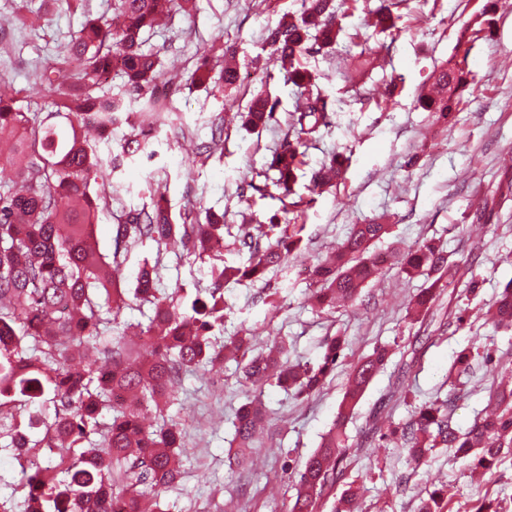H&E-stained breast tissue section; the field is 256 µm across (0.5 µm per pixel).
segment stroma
Masks as SVG:
<instances>
[{
	"instance_id": "35a3bbf8",
	"label": "stroma",
	"mask_w": 512,
	"mask_h": 512,
	"mask_svg": "<svg viewBox=\"0 0 512 512\" xmlns=\"http://www.w3.org/2000/svg\"><path fill=\"white\" fill-rule=\"evenodd\" d=\"M302 3L196 0L191 16H176L169 30L149 37L147 48L158 51L173 82L168 101L173 119L192 134L178 140L171 128L158 129L155 157L125 162L116 173L120 187L95 219L103 252L113 249V214L149 206L158 191L173 213L194 208L222 214L228 231L221 258L234 266L246 262L237 242L241 227L268 223L282 204L241 185L267 169L296 100L295 88L283 83L280 64L267 58L265 32L285 13L300 12ZM379 3L360 0L358 11L339 18L346 37L307 59L308 68L323 75L319 86L334 115L331 127L308 145L294 186V212L304 226L300 252L284 255L265 280L224 287V333L252 329L253 353L281 337L288 342L290 362L313 364L324 341L340 335L347 339L343 355L323 389L308 397H295L273 381L254 389L231 363L186 374L170 409L188 442L184 477L162 495L170 512H269L273 499L293 498L297 471L332 427L351 371L378 347L390 351V360L347 422L344 475L326 491L320 512H334L352 486L359 490L358 512H416L420 500L444 484L451 495L441 501L440 512H473L483 500L495 512H512V448L503 449L491 474L475 479L466 460L450 448L431 449L415 468L398 434H389L377 448L363 445L374 416L396 427L409 421L414 407L445 395L460 350L477 345L494 357L490 363L475 361L461 388L453 422L463 429L473 424L501 371L512 363V328L496 327L486 315L512 280V194L498 193L501 181L512 175V0H409L396 30L384 33L371 24L370 11ZM15 4L0 0V73L24 87L48 54L64 50L84 17L65 9L53 14L49 27L32 30L12 23ZM217 40L235 45L244 75L238 89L224 93L186 82L196 58ZM459 61L466 64L468 84L457 91L460 103L444 125L422 100L439 70ZM263 90L280 100L277 120L245 128L241 117ZM219 120L222 151L198 158ZM334 154L346 159L342 178L312 193L313 171ZM488 197L494 198V209L483 218L479 211ZM373 219L390 226L374 252H398L432 239L478 281L471 294L460 285L444 289L438 319L451 321L461 310L465 322L454 332H433L417 360L410 346L425 326L411 314L409 302L429 286L426 276L411 278L390 264L362 289L354 306L322 310L312 299L306 266L334 251L352 225ZM146 263L158 265L160 286L168 292L180 288L191 295L212 284L209 262L184 256L178 244L163 248L149 241L126 257L127 286H134ZM409 359L414 362L409 391L405 398L389 399L394 373ZM256 394L267 410L264 427L251 463L237 466L231 462L232 421Z\"/></svg>"
}]
</instances>
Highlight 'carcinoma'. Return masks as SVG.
<instances>
[{"instance_id":"carcinoma-1","label":"carcinoma","mask_w":512,"mask_h":512,"mask_svg":"<svg viewBox=\"0 0 512 512\" xmlns=\"http://www.w3.org/2000/svg\"><path fill=\"white\" fill-rule=\"evenodd\" d=\"M406 2L386 0L373 13L374 26L395 27L400 18L395 10ZM58 4L85 15L70 36L67 53L42 64L34 81L14 95L0 93V146L7 147L0 151V167L17 170V180L0 182V438H10L11 451L27 461L10 483L12 492L0 498V512H169L161 492L184 475V431L169 414L183 373L232 361L256 387L273 378L296 396L308 397L323 388L344 339L326 340L315 366L288 363L283 339L274 341V354L244 359L254 339L246 328L217 342V333L224 330V283L263 278L279 264L281 252L301 241L304 225L288 219L281 224L276 214L263 232L274 240L263 248L247 234L240 237L248 264L213 263V287L197 289L191 299L162 291L155 266H142L135 287H125L120 267L143 240L161 246L177 237L190 256L198 255L202 245L224 242V216L208 211L203 222L196 214L176 224L162 195L148 208L116 217L113 254L100 252L93 230L98 212L112 199L113 173L127 158L153 155L152 139L132 120V104L152 110L154 124H170L158 96L164 70L158 53L144 49L143 34L166 28L178 14H191L195 0H112L119 20L115 27L93 16L89 0H43L35 11L28 0H19L14 17L22 26L39 27ZM337 14L333 0H304L299 14L288 12L267 30L265 42L288 62L284 82L296 88L302 104L287 113V138L269 163L276 177L262 186L249 184L263 196L272 187L282 202L293 194L304 165L303 148L331 126L332 109L318 89L319 74L303 59L336 44L342 32ZM235 54L232 45H212L191 71V84L236 87L239 69L224 65V57ZM117 58L120 87L102 94V75ZM437 85L450 91L464 87V71L441 70ZM21 93L49 95L55 111L44 116L22 111L15 107ZM278 106V99L256 95L245 124L257 128L276 120ZM453 106L451 97L428 104L445 123ZM56 117L65 119L67 133L52 122ZM122 122L131 132L118 151L106 156L82 136L90 128L104 135ZM342 175L343 163L333 155L313 171L312 188ZM388 231L387 224H357L331 260L314 266L311 275L321 284L314 294L319 307L354 302L365 283L381 275L382 265L369 248ZM394 259L410 276L439 275L414 296V310L422 317L442 295L440 278L448 276L450 285L461 278L459 265L433 240L396 253ZM134 305H148L153 312L145 326L126 324L138 330V343L130 345L123 336L103 341L112 323ZM487 314L496 326L512 327V282ZM389 358L387 349L378 348L355 367L341 412L299 471L294 501L274 502L271 512H319L326 488L343 474L346 422ZM457 398L453 388L445 398L415 408L401 430V448L417 464L428 448H455L460 457H472L476 466L490 470L501 449L512 447V390L491 392V410L464 432L450 419ZM50 407L51 415L46 413ZM262 419L257 397L239 408L234 440L241 455L254 447ZM60 443L68 444L71 453L56 457L46 452Z\"/></svg>"}]
</instances>
